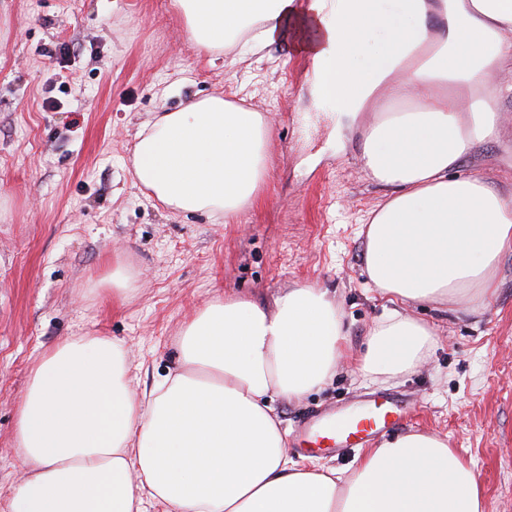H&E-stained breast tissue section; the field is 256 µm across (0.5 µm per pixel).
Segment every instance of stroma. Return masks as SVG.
Here are the masks:
<instances>
[{
    "label": "stroma",
    "mask_w": 512,
    "mask_h": 512,
    "mask_svg": "<svg viewBox=\"0 0 512 512\" xmlns=\"http://www.w3.org/2000/svg\"><path fill=\"white\" fill-rule=\"evenodd\" d=\"M312 61L294 34L246 60L219 61L187 34L175 0H0V489L17 480L16 409L33 361L72 336H107L130 353L140 391L167 374L182 324L221 296L265 307L309 284L335 298L345 357L329 384L275 400L283 428L354 397L396 393L409 431L445 437L471 461L486 512H512V253L496 294L474 313L411 303L434 346L395 378L356 360L390 308L369 283L362 219L383 198L360 161L371 112L335 114L312 91ZM178 94L162 97L174 81ZM270 125L268 176L234 218L174 214L132 177L141 124L214 92ZM508 120L458 168L512 194ZM134 277L112 297L116 267Z\"/></svg>",
    "instance_id": "stroma-1"
}]
</instances>
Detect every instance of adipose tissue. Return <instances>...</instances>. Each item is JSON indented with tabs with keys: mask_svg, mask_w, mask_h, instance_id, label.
I'll use <instances>...</instances> for the list:
<instances>
[{
	"mask_svg": "<svg viewBox=\"0 0 512 512\" xmlns=\"http://www.w3.org/2000/svg\"><path fill=\"white\" fill-rule=\"evenodd\" d=\"M189 37L221 54L281 42L288 27L337 111L375 112L360 161L385 188L365 231V271L391 310L359 369L396 376L434 338L402 305L488 306L512 251V197L452 171L503 122L512 94V0H177ZM269 124L215 94L136 136V185L181 214L231 218L267 174ZM343 315L301 285L273 307L215 298L184 324L174 368L138 393L105 336L65 339L34 362L19 401L23 470L0 512H484L474 468L439 435L412 431L345 468L289 461L275 399L323 386L344 355Z\"/></svg>",
	"mask_w": 512,
	"mask_h": 512,
	"instance_id": "obj_1",
	"label": "adipose tissue"
}]
</instances>
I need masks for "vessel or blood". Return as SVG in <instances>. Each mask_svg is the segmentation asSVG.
Segmentation results:
<instances>
[{
  "label": "vessel or blood",
  "instance_id": "obj_1",
  "mask_svg": "<svg viewBox=\"0 0 512 512\" xmlns=\"http://www.w3.org/2000/svg\"><path fill=\"white\" fill-rule=\"evenodd\" d=\"M408 415L406 406L396 398L373 399L356 416L340 418L329 411L304 419L298 426V441L330 442L336 453L345 454L373 437L397 430Z\"/></svg>",
  "mask_w": 512,
  "mask_h": 512
}]
</instances>
